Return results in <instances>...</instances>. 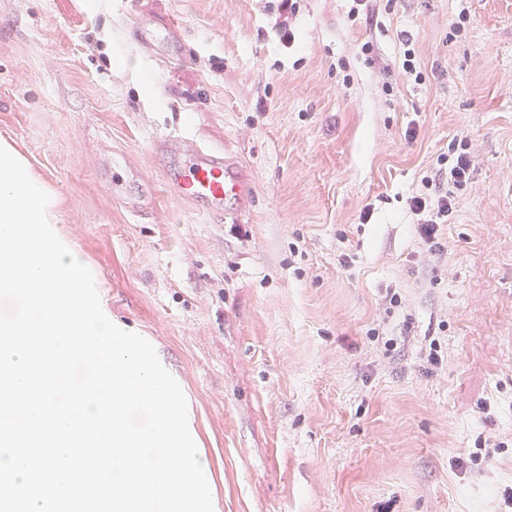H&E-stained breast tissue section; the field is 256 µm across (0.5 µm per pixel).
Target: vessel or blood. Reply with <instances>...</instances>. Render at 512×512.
Segmentation results:
<instances>
[{
    "mask_svg": "<svg viewBox=\"0 0 512 512\" xmlns=\"http://www.w3.org/2000/svg\"><path fill=\"white\" fill-rule=\"evenodd\" d=\"M151 149L172 162L167 185L201 211L221 215L230 202L235 205V214L242 215L250 209L253 187L238 158L195 142L183 128L157 137Z\"/></svg>",
    "mask_w": 512,
    "mask_h": 512,
    "instance_id": "vessel-or-blood-1",
    "label": "vessel or blood"
}]
</instances>
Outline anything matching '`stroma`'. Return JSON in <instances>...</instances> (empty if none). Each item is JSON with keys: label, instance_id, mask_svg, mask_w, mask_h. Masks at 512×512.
Returning <instances> with one entry per match:
<instances>
[{"label": "stroma", "instance_id": "stroma-1", "mask_svg": "<svg viewBox=\"0 0 512 512\" xmlns=\"http://www.w3.org/2000/svg\"><path fill=\"white\" fill-rule=\"evenodd\" d=\"M376 3L367 26L297 0L287 48L277 0H0V142L181 386L214 512H507L512 0ZM152 18L180 24L178 63L138 37ZM179 124L250 169L240 224L165 190L151 140ZM456 137L472 184L420 271L409 199Z\"/></svg>", "mask_w": 512, "mask_h": 512}]
</instances>
